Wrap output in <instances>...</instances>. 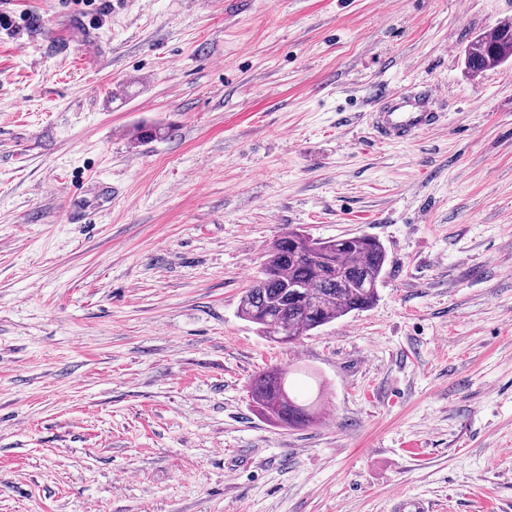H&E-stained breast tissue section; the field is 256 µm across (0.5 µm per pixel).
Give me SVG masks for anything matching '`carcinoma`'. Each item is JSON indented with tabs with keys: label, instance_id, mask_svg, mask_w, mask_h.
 Returning a JSON list of instances; mask_svg holds the SVG:
<instances>
[{
	"label": "carcinoma",
	"instance_id": "carcinoma-1",
	"mask_svg": "<svg viewBox=\"0 0 512 512\" xmlns=\"http://www.w3.org/2000/svg\"><path fill=\"white\" fill-rule=\"evenodd\" d=\"M512 58V23L474 41L466 63L474 72ZM388 253L375 237L361 234L319 239L300 230L276 238L258 275L243 291L239 317L277 344H293L354 311L371 307L383 282ZM292 369L273 368L251 385L258 410L284 426H305L321 397L301 401L290 390Z\"/></svg>",
	"mask_w": 512,
	"mask_h": 512
}]
</instances>
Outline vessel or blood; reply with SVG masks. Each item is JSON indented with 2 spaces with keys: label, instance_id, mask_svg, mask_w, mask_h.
<instances>
[{
  "label": "vessel or blood",
  "instance_id": "vessel-or-blood-1",
  "mask_svg": "<svg viewBox=\"0 0 512 512\" xmlns=\"http://www.w3.org/2000/svg\"><path fill=\"white\" fill-rule=\"evenodd\" d=\"M435 97V89L428 84L386 96L382 108L371 116L374 141L406 143L434 130L441 122L433 108Z\"/></svg>",
  "mask_w": 512,
  "mask_h": 512
}]
</instances>
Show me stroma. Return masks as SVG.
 <instances>
[{"label":"stroma","instance_id":"stroma-1","mask_svg":"<svg viewBox=\"0 0 512 512\" xmlns=\"http://www.w3.org/2000/svg\"><path fill=\"white\" fill-rule=\"evenodd\" d=\"M0 14V512H512V61L465 65L512 0ZM417 83L440 125L374 143ZM292 229L390 263L281 345L237 309ZM280 366L319 376L313 423L257 412Z\"/></svg>","mask_w":512,"mask_h":512}]
</instances>
